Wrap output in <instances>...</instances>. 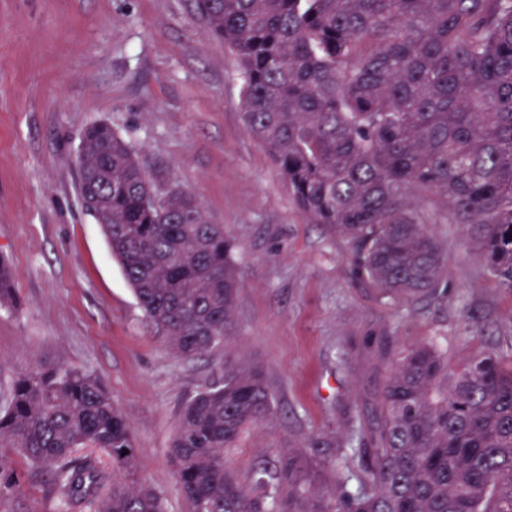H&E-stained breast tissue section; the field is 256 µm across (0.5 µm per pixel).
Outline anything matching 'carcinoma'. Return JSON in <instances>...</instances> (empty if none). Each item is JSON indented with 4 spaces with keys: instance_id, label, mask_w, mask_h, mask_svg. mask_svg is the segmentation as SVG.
<instances>
[{
    "instance_id": "1",
    "label": "carcinoma",
    "mask_w": 512,
    "mask_h": 512,
    "mask_svg": "<svg viewBox=\"0 0 512 512\" xmlns=\"http://www.w3.org/2000/svg\"><path fill=\"white\" fill-rule=\"evenodd\" d=\"M237 53L247 131L269 149L314 224L354 242L357 278L394 304L437 298L443 254L410 202L441 198L499 287L512 292V0H197ZM79 193L145 317L191 358L233 329L237 246L194 195L158 193L110 125L80 142ZM0 258V308L16 303ZM371 434L290 451L242 484L225 450L272 412L261 374L227 360L183 406L168 455L190 512H512V358L453 367L432 339L395 353ZM15 450L41 470L61 512H163L133 479L129 423L97 377L39 365L0 410V492ZM96 448L115 466L106 482ZM336 470V484L315 487ZM356 489L348 488L350 479Z\"/></svg>"
}]
</instances>
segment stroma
<instances>
[{"mask_svg": "<svg viewBox=\"0 0 512 512\" xmlns=\"http://www.w3.org/2000/svg\"><path fill=\"white\" fill-rule=\"evenodd\" d=\"M238 57L196 0H0V257L17 306L0 310V404L20 371L93 373L127 418L135 478L187 512L167 450L182 403L225 358L258 368L273 399L227 454L238 480L288 449L335 443L375 420L385 344L448 339L451 364L512 356V294L485 272L440 200L413 194L445 257L443 300L391 305L353 273L351 240L312 223L267 147L246 130ZM105 121L159 190L193 193L238 245L234 331L182 358L149 323L77 191L82 134ZM0 512H59L46 477L16 459Z\"/></svg>", "mask_w": 512, "mask_h": 512, "instance_id": "1", "label": "stroma"}]
</instances>
